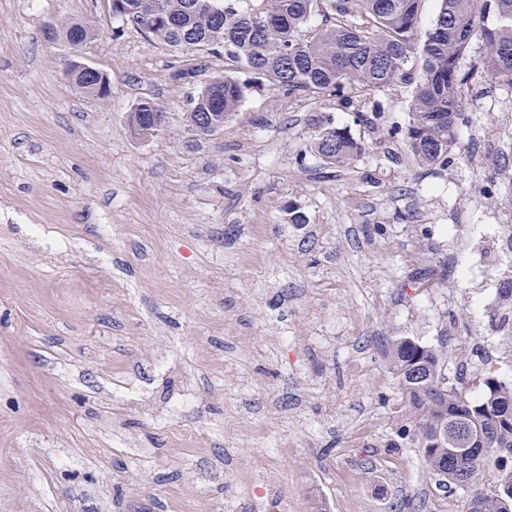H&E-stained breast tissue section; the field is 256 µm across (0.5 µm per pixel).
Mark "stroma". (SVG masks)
<instances>
[{"instance_id":"stroma-1","label":"stroma","mask_w":512,"mask_h":512,"mask_svg":"<svg viewBox=\"0 0 512 512\" xmlns=\"http://www.w3.org/2000/svg\"><path fill=\"white\" fill-rule=\"evenodd\" d=\"M77 22L81 44L43 35ZM484 55L427 170L410 85H259L204 135L198 85L171 79L194 53L102 0H0V512H433L395 445L393 342L468 362L467 391L483 359L512 382V328L482 307L483 269L512 281V82ZM143 100L168 115L149 137ZM328 119L363 145L346 167L313 148ZM73 67L76 69V71H79V72H74L73 70H69L68 76L78 88L93 95V93L96 92L95 88H94V85H95L94 78H96L99 80L98 89L100 91H107V92H99V95L97 97L98 98H106L109 95L108 92L110 91V82H109L108 78L103 73H101L98 69H96L92 66H89V65H85V64H83V65L74 64ZM81 72H87L90 75L87 73H81ZM91 76H93L94 78ZM89 78H91V80H89ZM134 112H142L144 114L143 117L139 116V113ZM150 112H155V103L143 100L140 101L135 109L133 110L132 116H131V127L134 128L136 131H138L139 135H149L151 134L149 124L147 123V115L150 114ZM156 117L154 119L153 123V131L155 134L162 131L166 125H167V113L166 112H155Z\"/></svg>"}]
</instances>
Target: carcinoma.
Listing matches in <instances>:
<instances>
[{
	"mask_svg": "<svg viewBox=\"0 0 512 512\" xmlns=\"http://www.w3.org/2000/svg\"><path fill=\"white\" fill-rule=\"evenodd\" d=\"M421 0H114L112 17L130 21L174 48L224 49L268 85L290 95L367 93L397 81L413 86L407 138L425 167L448 166L462 88L461 63L472 42L485 47L483 67L512 81V0H439L432 28L419 35ZM320 24H313L315 17ZM421 66H415V61ZM252 85L224 75L191 98L189 122L222 123L239 110ZM142 100L131 127L150 134ZM315 148L330 167H344L362 151L332 121L315 133ZM392 369L411 421L398 437L417 445L427 470L448 490L467 488L466 512H512V383L485 372L466 393L449 384L448 355L410 338L397 342ZM470 431L457 441L455 424ZM497 477L479 487L484 468Z\"/></svg>",
	"mask_w": 512,
	"mask_h": 512,
	"instance_id": "cac0c4a2",
	"label": "carcinoma"
}]
</instances>
